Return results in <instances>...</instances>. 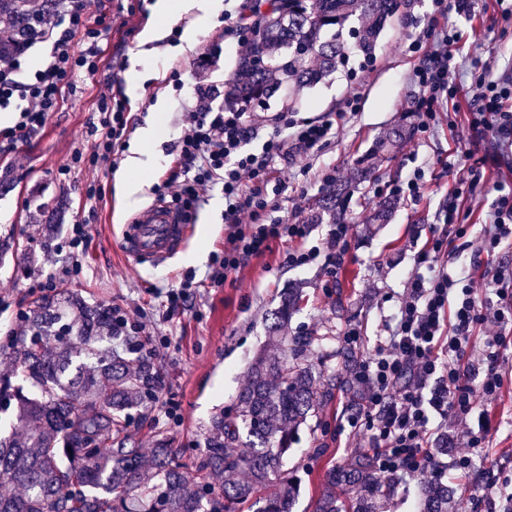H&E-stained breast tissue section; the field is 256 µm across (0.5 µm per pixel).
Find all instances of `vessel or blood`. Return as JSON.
Segmentation results:
<instances>
[{
    "label": "vessel or blood",
    "mask_w": 512,
    "mask_h": 512,
    "mask_svg": "<svg viewBox=\"0 0 512 512\" xmlns=\"http://www.w3.org/2000/svg\"><path fill=\"white\" fill-rule=\"evenodd\" d=\"M193 230L181 212L155 201L123 225L118 246L124 256L137 262H160L183 250Z\"/></svg>",
    "instance_id": "obj_1"
}]
</instances>
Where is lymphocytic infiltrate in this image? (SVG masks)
Here are the masks:
<instances>
[{
	"mask_svg": "<svg viewBox=\"0 0 512 512\" xmlns=\"http://www.w3.org/2000/svg\"><path fill=\"white\" fill-rule=\"evenodd\" d=\"M433 6L426 27L405 46L421 58L413 73L419 94L412 117L413 132L422 139L458 93L450 66L457 34L448 15L473 13L475 0H433ZM108 28L107 9L92 16L81 2L40 30L39 40L51 42L52 49L29 80L15 79L17 57L0 61V109L15 98L24 103L14 124L0 130V144L10 151L27 144L76 90L79 79L98 74L99 42ZM77 38L84 44L79 51L73 48ZM474 98L477 106L467 119L473 141L490 144L492 164L507 162L512 157V81L479 80ZM216 99L212 86L196 87L177 145V167L154 188L160 199L190 217L206 191L221 186L224 250L211 259L209 285H224L280 241L289 245L288 266L317 264L325 287H337L349 257L352 225H329L324 248L306 247L312 225L276 217L274 198L285 187L271 182L277 159L308 155L327 144L336 130L335 118H300L286 110L264 116L245 106L227 111ZM97 111L96 121L88 126L87 149L76 151L69 164L58 168L59 179L114 162L131 123L130 109L123 97L107 90L97 98ZM262 125L271 129L268 139L261 150L248 149ZM495 190L490 222L478 237L471 225L461 223L455 200L448 202L441 228L415 249L397 311L372 353L363 351L360 325H348L336 338L340 349L357 355L348 374L360 397L345 412L348 435L371 449L381 476L435 483L452 470L468 477L475 455L489 446L493 423L476 400H497L504 382L501 354L512 341V267L494 261L502 248L512 246V186L500 182ZM461 248L472 251L477 275L453 271ZM459 440L464 452L451 462L442 461L438 449Z\"/></svg>",
	"mask_w": 512,
	"mask_h": 512,
	"instance_id": "obj_1",
	"label": "lymphocytic infiltrate"
}]
</instances>
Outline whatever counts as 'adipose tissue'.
<instances>
[{
    "label": "adipose tissue",
    "instance_id": "obj_1",
    "mask_svg": "<svg viewBox=\"0 0 512 512\" xmlns=\"http://www.w3.org/2000/svg\"><path fill=\"white\" fill-rule=\"evenodd\" d=\"M222 0H156L153 12L155 19L142 32L140 52L132 55L131 66L128 70L127 92L131 97H139L150 80H158L159 75L148 66L151 56L150 44L162 38L169 21L176 16H190L191 22L186 29L187 35H194L196 31L216 17L222 10ZM157 139L155 125H148L139 129L135 141L131 144L126 159L124 171L118 179L120 194L133 200L142 192L147 181L145 172L154 164L158 157L150 150Z\"/></svg>",
    "mask_w": 512,
    "mask_h": 512
}]
</instances>
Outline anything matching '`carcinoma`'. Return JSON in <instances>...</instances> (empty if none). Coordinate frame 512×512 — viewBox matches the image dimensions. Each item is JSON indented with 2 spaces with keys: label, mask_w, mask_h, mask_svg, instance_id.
Here are the masks:
<instances>
[{
  "label": "carcinoma",
  "mask_w": 512,
  "mask_h": 512,
  "mask_svg": "<svg viewBox=\"0 0 512 512\" xmlns=\"http://www.w3.org/2000/svg\"><path fill=\"white\" fill-rule=\"evenodd\" d=\"M59 0H0L14 37L0 42V59L24 50L47 26ZM401 0H270L268 15L248 42L237 77L224 83V103H261L282 84L319 83L351 53L373 59L385 25ZM360 17L356 41L343 40L346 22ZM342 189L326 192L303 217L343 224ZM28 334L12 342V373L0 377L3 410L16 421L0 432V484L21 489L0 494V512H239L254 501L255 512H292L297 480L285 469L288 450L308 416L334 397L336 373H314L311 336L272 337L283 354L263 353L237 397L236 412L212 418L199 455L182 460L181 450L157 432L150 455L128 433L133 411L145 415L162 383L155 356L130 343L112 325V308L76 294L44 297L25 313ZM137 356L130 366L129 356ZM278 492L254 499L270 480ZM381 479L370 458L358 455L331 467L314 512H377L374 492ZM443 486L424 493L422 512H448Z\"/></svg>",
  "instance_id": "carcinoma-1"
}]
</instances>
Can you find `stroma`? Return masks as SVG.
<instances>
[{
	"mask_svg": "<svg viewBox=\"0 0 512 512\" xmlns=\"http://www.w3.org/2000/svg\"><path fill=\"white\" fill-rule=\"evenodd\" d=\"M154 2L145 0L144 11L133 14L126 0H111L110 28L100 42L101 69L94 81L69 95L63 109L51 113L45 128L28 145L0 151V239H11L18 246L16 253L0 256V300L6 305L0 311V372L11 371L12 338L21 330L15 315L29 309L35 282L51 280L57 290L78 293L91 302L132 312L144 310L151 333L171 339L161 354L162 395L178 402L181 420L168 421L157 406L147 417L133 419L131 436L138 447L149 449L157 430H165L189 461L203 448L211 418L220 410L235 409L249 365L267 343L271 313L287 289L301 295L288 320L289 335L335 336L355 323L361 326L368 347H375L384 336L385 324L397 310L398 296L413 267L414 246L430 237L448 201L452 186L449 156L469 143L471 66L478 60L490 66L493 78L512 77V23L498 21L496 0H477L474 14L467 19L449 14V23L463 33L451 62L461 94L450 103L448 112L439 114L432 135L416 147L413 157L408 154L410 139L393 144L389 138L394 131L409 130L412 123V74L418 60L405 54L402 46L409 35L426 25L433 10L431 0H402L398 16L378 39L376 60L367 65L364 79L351 76L364 63L362 57L354 56L348 68L338 69L317 85L280 90L261 105L264 113L290 107L301 117L313 118L339 111L347 96L359 95L358 111L339 120L327 145L300 164L277 162L271 173L273 181L286 185L277 204L280 216L290 220L297 207L308 206L326 192V184L314 181V174L336 172L339 184L348 191L347 217L354 226L351 258L339 287L329 293L317 266L286 265L288 245L275 242L222 287L211 288L204 284L207 264H193L191 258L200 252L209 256L224 247L220 188L208 191L185 249L165 262L134 263L120 252L117 238L136 208L153 202V186L166 178L197 85L220 88L237 72L242 0H223L225 12L201 27L190 43L183 39L187 18L169 23L151 61L160 80L148 82L146 93L129 102L132 124L126 141H133L146 123L160 129L155 145L159 161L146 174L151 188L137 204L119 196L116 179L120 170L116 167L84 171L64 181L55 178L57 168L88 145L86 131L99 88L108 83L113 91H125L130 58L152 20ZM174 71L180 78L176 84L170 80ZM161 98L167 102L162 109L157 106ZM418 166L427 172L420 198L400 200L385 222L373 221L379 198L369 193V183H394ZM93 180L102 187L96 201L97 220L87 251L76 259L62 243L84 211L85 189ZM77 263L82 271L71 275ZM189 272L194 273L197 288L191 289L179 310L167 312L162 304L166 292ZM347 401V393L336 390L334 399L298 431L288 457V466L296 470L300 481L293 512H312L328 468L349 464L357 454L346 436L336 433ZM491 415L495 429L490 451L478 461L473 478L453 475L448 480L449 485L462 487L464 512H499L497 506L480 501L477 486L490 479L512 478V388L504 389L492 404Z\"/></svg>",
	"mask_w": 512,
	"mask_h": 512,
	"instance_id": "1",
	"label": "stroma"
}]
</instances>
